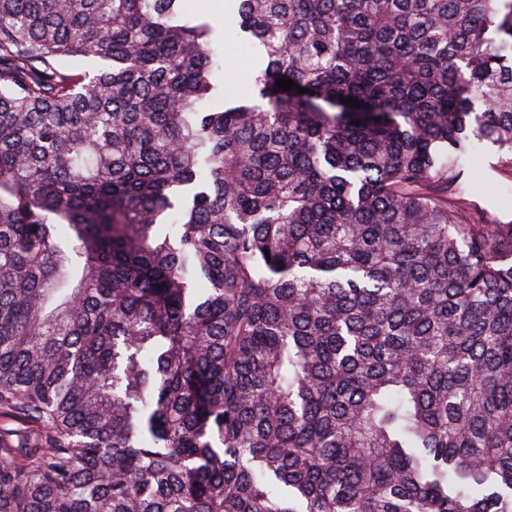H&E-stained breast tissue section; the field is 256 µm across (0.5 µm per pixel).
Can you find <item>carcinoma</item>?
I'll use <instances>...</instances> for the list:
<instances>
[{"label": "carcinoma", "instance_id": "obj_1", "mask_svg": "<svg viewBox=\"0 0 512 512\" xmlns=\"http://www.w3.org/2000/svg\"><path fill=\"white\" fill-rule=\"evenodd\" d=\"M232 2L0 0V512H512V0ZM184 13L207 11L215 28L214 48L220 62L215 70L224 85V97L204 103L208 109L219 108L226 100H246L250 94L249 73L252 57L249 47L238 39L235 30L224 23V0H183ZM500 165L492 147L479 146L478 154L468 163L477 177L471 199L494 218L512 222V172Z\"/></svg>", "mask_w": 512, "mask_h": 512}]
</instances>
